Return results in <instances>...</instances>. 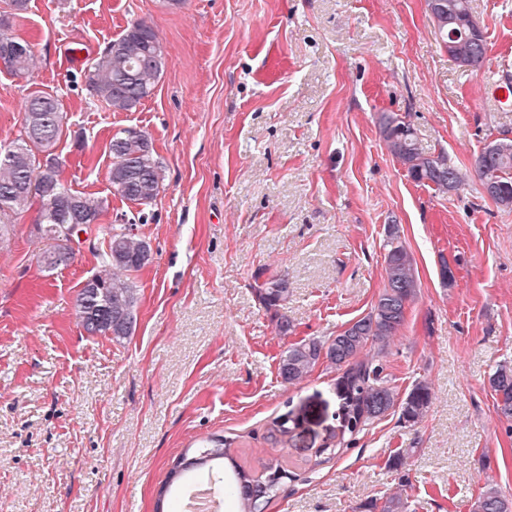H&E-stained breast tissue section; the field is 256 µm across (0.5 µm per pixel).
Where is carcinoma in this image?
<instances>
[{"label":"carcinoma","mask_w":512,"mask_h":512,"mask_svg":"<svg viewBox=\"0 0 512 512\" xmlns=\"http://www.w3.org/2000/svg\"><path fill=\"white\" fill-rule=\"evenodd\" d=\"M471 0H445V9L430 10L441 42H448V32L457 35L462 46L460 64L479 67L486 58L484 31L474 19ZM28 0H9L8 10L0 13V63L16 75H27L34 67L30 43L11 32V19L26 11ZM162 44L155 30L141 22L132 23L118 38L108 42L91 62L84 76L94 96L114 112H131L148 98L165 68ZM25 136L0 148V243L5 240L11 218L32 202H40L36 223L41 235L54 241L43 252L47 271L68 265L75 255L64 231L78 236L81 225L95 223L103 211V202L77 194L60 178L59 161L54 147L64 133V120L57 99L50 93L37 92L23 104ZM383 139L391 155L417 183L432 184L442 191L458 190L464 183L460 169L444 154L426 155L418 145L410 124L390 113L379 117ZM112 167L108 180L115 194L137 205L151 204L160 192L164 169L154 154L148 135L136 130L116 133L109 144ZM481 184L496 182L503 195L494 201L512 207V150L488 160L479 154L474 162ZM385 286L371 310L343 331L326 341L311 338L290 346L280 357L278 374L286 384L307 378L321 361L342 371L337 382V396L344 409L342 434L351 436L399 408L400 420L417 424L432 403L429 386L419 382L399 399L383 375L376 355L404 322L406 305L417 295L418 280L414 262L399 235L398 226H387ZM100 269L84 281L77 295V313L85 332L91 336L126 339L137 324L138 289L129 273L147 265L151 259L149 244L128 228L111 231L107 248L100 253ZM260 304L268 311L288 298L287 278L257 282L253 286ZM378 346L377 354H366L367 345ZM496 395L500 414L512 420V362L500 364L489 380ZM232 441L217 440L204 449L197 462L182 456L171 469L167 484L180 479L183 472L202 469L214 479L216 493L233 498L237 512H265V508L285 478L280 466L268 463L265 476L254 478L237 467L225 482L221 461L229 458ZM366 512H408V501L400 493L382 503L370 501ZM472 512H512V501L493 484L487 483L472 504Z\"/></svg>","instance_id":"obj_1"}]
</instances>
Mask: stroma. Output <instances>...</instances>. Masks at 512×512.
Instances as JSON below:
<instances>
[{"label":"stroma","instance_id":"stroma-1","mask_svg":"<svg viewBox=\"0 0 512 512\" xmlns=\"http://www.w3.org/2000/svg\"><path fill=\"white\" fill-rule=\"evenodd\" d=\"M471 7L488 47L478 68L449 57L426 0H29L12 31L37 64L28 78L0 64V146L19 138L24 98L51 93L66 116L62 177L105 212L54 271L40 264L51 242L37 207L0 248V512H155L181 454L214 438L254 475L271 459L287 471L266 512H364L404 478L409 512H471L490 481L512 499V422L488 383L512 361V209L474 169L488 142L512 140V112L480 97L483 76L512 64V0ZM137 21L167 64L135 111L115 112L83 70ZM382 112L410 123L424 153L448 154L465 186L411 180ZM129 128L149 134L164 168L147 206L108 181L109 141ZM119 224L152 260L130 275L137 325L116 341L84 331L76 300ZM390 224L419 292L384 373L401 397L427 382L432 404L412 427L391 410L331 456L338 371L321 363L288 385L278 363L370 310ZM258 274L287 277L277 312L259 304ZM402 448L414 454L399 472L387 461Z\"/></svg>","mask_w":512,"mask_h":512}]
</instances>
